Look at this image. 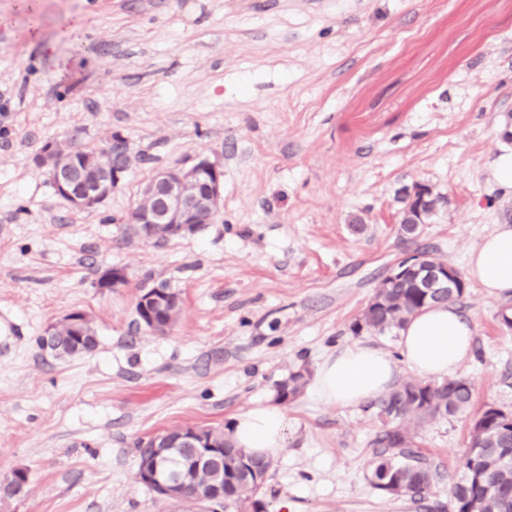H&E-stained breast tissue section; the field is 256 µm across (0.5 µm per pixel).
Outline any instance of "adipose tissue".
I'll use <instances>...</instances> for the list:
<instances>
[{
	"label": "adipose tissue",
	"instance_id": "ef3b65f1",
	"mask_svg": "<svg viewBox=\"0 0 512 512\" xmlns=\"http://www.w3.org/2000/svg\"><path fill=\"white\" fill-rule=\"evenodd\" d=\"M468 275L489 296L512 293V226L500 225L470 252ZM472 343V326L454 305L431 304L400 330L399 360H392L376 347L346 346L317 369L311 392L324 405L355 407L385 394L399 365H406L421 376H448L468 356ZM287 430L286 415L277 407L263 406L235 419L231 436L238 447L268 458L283 451Z\"/></svg>",
	"mask_w": 512,
	"mask_h": 512
}]
</instances>
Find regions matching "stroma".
I'll list each match as a JSON object with an SVG mask.
<instances>
[{
  "label": "stroma",
  "mask_w": 512,
  "mask_h": 512,
  "mask_svg": "<svg viewBox=\"0 0 512 512\" xmlns=\"http://www.w3.org/2000/svg\"><path fill=\"white\" fill-rule=\"evenodd\" d=\"M82 17L87 49L62 33ZM37 22L70 63L59 81ZM512 0H0V480L28 470L0 512H169L136 483L138 439L227 429L275 402L299 366L393 334L351 321L397 262L421 249L466 271L512 212ZM80 134L127 138L134 161L105 203L80 210L37 163ZM208 160L224 204L194 234L141 237L129 216L156 170ZM440 201L418 236L401 229L415 185ZM110 268L127 282L98 287ZM168 285L176 324L152 333L135 304ZM474 280L457 309L474 328L457 368L473 410H512V330ZM72 311L99 346L60 360L45 328ZM284 450L260 494L268 512H417L368 480L382 422L303 392L285 404ZM449 502L466 418L416 426ZM20 39L29 44L38 45L40 50L46 56L55 60L56 72L58 75H64L68 70V60L60 58L56 52V44L52 40H48L43 36L39 26L32 23L19 31Z\"/></svg>",
  "instance_id": "1"
}]
</instances>
